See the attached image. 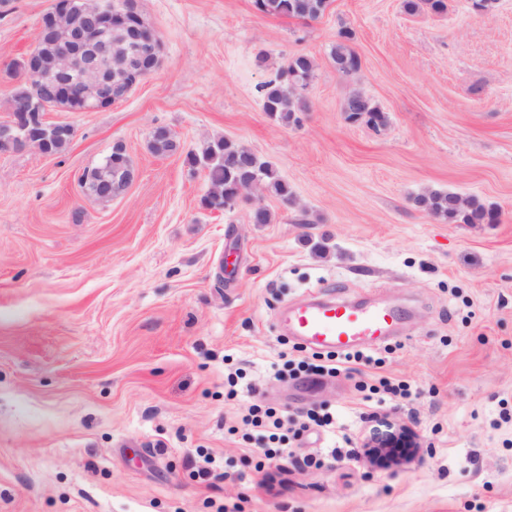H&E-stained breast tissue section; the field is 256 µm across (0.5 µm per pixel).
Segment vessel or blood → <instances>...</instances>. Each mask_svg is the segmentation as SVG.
<instances>
[{
    "label": "vessel or blood",
    "instance_id": "1",
    "mask_svg": "<svg viewBox=\"0 0 512 512\" xmlns=\"http://www.w3.org/2000/svg\"><path fill=\"white\" fill-rule=\"evenodd\" d=\"M285 323L289 335L304 345L341 353L387 342L396 335L402 316L387 306L311 300L289 308Z\"/></svg>",
    "mask_w": 512,
    "mask_h": 512
}]
</instances>
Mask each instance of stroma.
<instances>
[{
	"label": "stroma",
	"instance_id": "1",
	"mask_svg": "<svg viewBox=\"0 0 512 512\" xmlns=\"http://www.w3.org/2000/svg\"><path fill=\"white\" fill-rule=\"evenodd\" d=\"M52 0H0V120ZM160 67L93 112L53 108L76 135L61 154L0 155V512H512V0L488 14L446 0H331L322 17L264 15L253 0H139ZM361 60L330 58L341 28ZM313 57L308 109L271 121L261 87ZM265 64H258V55ZM364 93L386 127L346 120ZM167 127L179 153L150 152ZM225 137L272 162L291 204L272 220L202 207L185 151ZM123 145L137 173L107 202L79 186ZM429 190L479 198L494 224L449 223ZM402 310V338L359 374L283 373L312 349L281 316L309 292ZM411 386L371 408L361 385ZM288 413L294 456L254 452V394ZM340 434L297 431L302 412ZM406 426L407 461L370 463L363 441ZM219 479L197 473L198 452Z\"/></svg>",
	"mask_w": 512,
	"mask_h": 512
}]
</instances>
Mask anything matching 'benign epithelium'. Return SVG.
<instances>
[{
  "instance_id": "7a95c632",
  "label": "benign epithelium",
  "mask_w": 512,
  "mask_h": 512,
  "mask_svg": "<svg viewBox=\"0 0 512 512\" xmlns=\"http://www.w3.org/2000/svg\"><path fill=\"white\" fill-rule=\"evenodd\" d=\"M140 18L139 0H53L40 18L34 48L25 71L32 98L11 103L10 117L0 121V153L30 148L34 134L49 136L71 125L49 121L47 109L62 99L73 111L93 112L127 96L125 85L133 62L156 56L160 39L155 28L141 36L131 23Z\"/></svg>"
}]
</instances>
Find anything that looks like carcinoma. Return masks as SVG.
Wrapping results in <instances>:
<instances>
[{"label":"carcinoma","mask_w":512,"mask_h":512,"mask_svg":"<svg viewBox=\"0 0 512 512\" xmlns=\"http://www.w3.org/2000/svg\"><path fill=\"white\" fill-rule=\"evenodd\" d=\"M328 0H261L259 12L270 15L296 17L316 20L326 9ZM426 5L434 12L446 8L445 0H404V8L414 13ZM339 41L331 48L330 57L336 71L342 75H352L360 69L359 56L348 46L352 34L347 29L338 33ZM315 64L310 56L302 54L288 60L276 78L263 85L262 110L266 115L283 125L299 122L297 113L306 110L304 97L289 91V83L302 87L310 85L314 78ZM342 112L350 121H364L379 128L387 124L386 114L370 98L361 92L352 93L345 101ZM72 141V137L63 134L46 139L35 140V149L51 155L62 152ZM149 150L157 156H167L180 150V144L169 130L152 131ZM130 161L121 144L112 148V153L100 164L86 169L80 178V187L86 192L92 189L100 175V169L112 163V196L125 192L128 182L124 165ZM185 163L190 169L202 168L206 172L207 192L201 198V204L207 209L231 211L243 201L237 195L239 184L250 176L257 177L263 186V192L280 199L284 203L293 201V191L278 169L267 161L261 160L247 147L227 138H214L201 143L185 155ZM415 204L429 214L450 222L464 224L494 223L498 212L488 208L475 198L464 199L452 192L431 191L415 199Z\"/></svg>","instance_id":"cac0c4a2"}]
</instances>
